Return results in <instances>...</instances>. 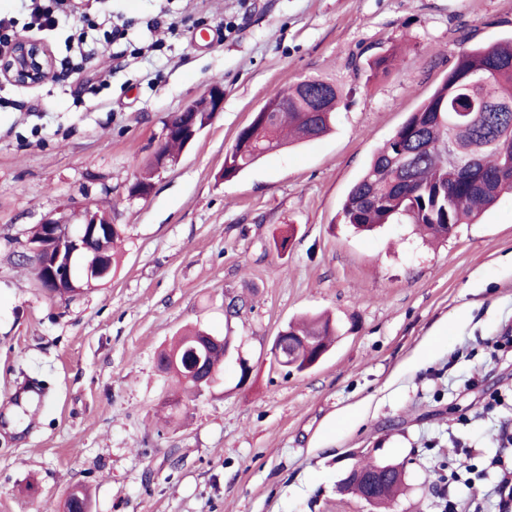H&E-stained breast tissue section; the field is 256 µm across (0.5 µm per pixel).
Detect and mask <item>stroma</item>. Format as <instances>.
<instances>
[{"instance_id":"stroma-1","label":"stroma","mask_w":512,"mask_h":512,"mask_svg":"<svg viewBox=\"0 0 512 512\" xmlns=\"http://www.w3.org/2000/svg\"><path fill=\"white\" fill-rule=\"evenodd\" d=\"M30 32L55 60L79 15L128 24L65 80L0 86V512H372L339 484L362 454L405 466L393 512H495V474L447 484L512 432V196L448 238L414 225L370 232L342 206L373 153L428 98L462 49L512 35V0H69ZM178 25L134 54L150 19ZM406 46L389 74L371 60ZM342 91L332 131L224 181V153L270 98L309 75ZM224 87V109L153 179L173 113ZM106 214L124 231L102 285L62 298L18 254L46 217ZM238 301L239 311L225 307ZM340 326L317 366L286 372L278 334L306 314ZM231 339L235 365L167 416L156 358L190 328ZM41 366L42 400L11 397Z\"/></svg>"}]
</instances>
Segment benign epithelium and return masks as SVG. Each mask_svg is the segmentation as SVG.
<instances>
[{
  "mask_svg": "<svg viewBox=\"0 0 512 512\" xmlns=\"http://www.w3.org/2000/svg\"><path fill=\"white\" fill-rule=\"evenodd\" d=\"M54 66L53 56L42 43L20 38L7 53L0 54V79L18 85H38L48 77ZM223 105L224 89L214 84L204 96V111L185 107L170 117L164 140L175 139L181 141L183 146H188L222 111ZM42 224L43 236L28 241L20 257L33 263L41 288L49 294L54 288L73 285L72 267L75 257L86 252L93 239H101L112 233V222L102 221L98 215L89 212L84 215L81 223L73 226L53 218L44 219ZM85 270V285L91 287L111 277L112 260L107 254L98 252L86 263ZM299 342L308 344L305 338ZM299 342L289 336L277 337L272 349L274 361L283 364V348L293 347ZM207 346L208 343L201 342L199 347L193 349L192 357L186 361V375L194 381L203 376L207 385L211 386L217 381L219 373L214 369L205 372L201 350Z\"/></svg>",
  "mask_w": 512,
  "mask_h": 512,
  "instance_id": "7a95c632",
  "label": "benign epithelium"
}]
</instances>
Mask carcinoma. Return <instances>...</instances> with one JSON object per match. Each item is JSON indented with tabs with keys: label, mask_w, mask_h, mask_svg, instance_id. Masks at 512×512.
Instances as JSON below:
<instances>
[{
	"label": "carcinoma",
	"mask_w": 512,
	"mask_h": 512,
	"mask_svg": "<svg viewBox=\"0 0 512 512\" xmlns=\"http://www.w3.org/2000/svg\"><path fill=\"white\" fill-rule=\"evenodd\" d=\"M405 54L393 49L373 60L374 72H386ZM324 92L339 97V87L324 76H308L278 97L236 133L224 156V180L231 181L253 168L270 151L294 141L316 139L330 130L334 107L312 110V100ZM512 159V38L465 49L456 66L433 93L409 113L393 136L373 154L343 202L345 223L358 230L406 221L433 237L446 238L460 224H472L504 194H512V169L501 166ZM122 229L91 243L115 260L114 246ZM286 336L311 337L329 350L336 325L307 318L285 328ZM203 333L181 336L159 354L164 371H175L183 398H195L201 389L184 374L188 346ZM398 463H382L362 455L353 465L375 478V491L354 476L342 488L373 508L385 507L399 496L405 471ZM89 507L81 486L68 494L64 509Z\"/></svg>",
	"instance_id": "carcinoma-1"
}]
</instances>
